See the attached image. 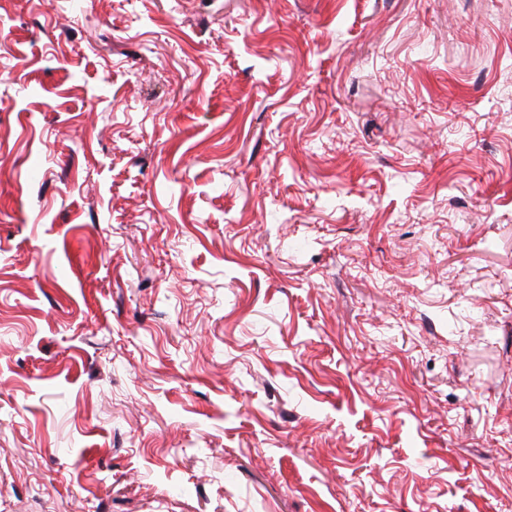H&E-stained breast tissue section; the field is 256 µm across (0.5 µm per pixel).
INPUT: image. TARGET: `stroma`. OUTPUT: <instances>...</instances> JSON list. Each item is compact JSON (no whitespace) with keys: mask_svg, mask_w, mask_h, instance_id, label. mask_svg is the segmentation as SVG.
<instances>
[{"mask_svg":"<svg viewBox=\"0 0 512 512\" xmlns=\"http://www.w3.org/2000/svg\"><path fill=\"white\" fill-rule=\"evenodd\" d=\"M0 512H512V0H0Z\"/></svg>","mask_w":512,"mask_h":512,"instance_id":"1","label":"stroma"}]
</instances>
